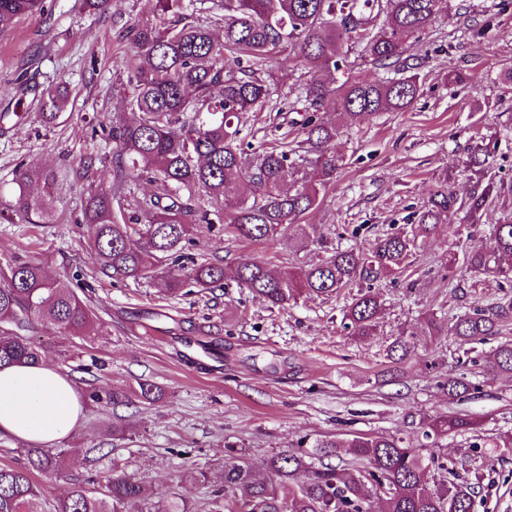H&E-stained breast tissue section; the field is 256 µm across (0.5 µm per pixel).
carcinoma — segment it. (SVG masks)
<instances>
[{"label":"carcinoma","mask_w":512,"mask_h":512,"mask_svg":"<svg viewBox=\"0 0 512 512\" xmlns=\"http://www.w3.org/2000/svg\"><path fill=\"white\" fill-rule=\"evenodd\" d=\"M203 0H157V22L127 31L135 49L129 65L131 95L128 115L112 122V186L88 191L83 204L87 244L102 269L115 280L148 279L169 297L181 295L186 281L203 290L224 285L228 271L221 260L198 262L185 253L193 236L209 232L214 222L226 224L235 236L269 241L288 230L320 201L335 180L341 159L334 152L343 128L370 121L381 112L409 109L422 95L419 65L410 62V47L447 8V0H220L223 38L187 21ZM44 10L43 0H0V31L17 19ZM288 52L310 79L291 84L294 100L288 111L300 120L303 139L292 145L276 141L247 157L239 140L241 116L265 106L278 87L263 62ZM354 60H349V56ZM383 69L388 76L368 81L355 71L356 61ZM64 87L41 94L42 118L53 122L67 103ZM476 149L464 168L477 177L465 201L440 183L417 213L418 236L434 233L448 212L463 209L475 220L500 187L485 172ZM157 191L136 200L134 212L124 197L140 179ZM50 170L16 172L13 212L21 217H50L45 200L31 192L34 184L49 188ZM235 191V208H226ZM206 197L207 208L196 204ZM416 236V237H418ZM416 237L403 231L376 239L373 249L333 248L306 269L275 271L255 261L237 267L233 278L271 308H283L298 297L329 299L355 286L359 292L344 317L355 336L368 335L383 306L374 283L404 272L418 248ZM181 264L184 276L165 270L168 261ZM462 263L472 277L512 281V215L492 227L486 245L466 249L462 258L448 256V267ZM512 313V298H501L443 322L430 315L424 327L430 336H449L463 348L466 361L483 360L472 344L493 336ZM35 319L49 321L61 336L97 333L102 323L90 305L62 280L48 278L40 262L13 256L0 264V364H36L41 346L22 335ZM403 330L388 356L403 359L415 343ZM489 367L512 374V340L489 355ZM448 398L473 388L463 376L448 375ZM162 390L140 381L112 392L94 387L89 398L116 405L135 397L151 403ZM477 429L457 413L427 417L422 437L437 439ZM317 453L297 448L271 456L263 474L251 466L241 448L224 449L221 473L199 471L198 479L219 483L216 497L223 512H473L481 477L460 461L472 479H444L430 484L427 471H448L439 457L421 453L402 437L354 436L346 441L319 440ZM345 448L349 459L332 465L323 458ZM20 466H0V512H31L37 493L35 474L59 471L64 448L31 445ZM304 479H299L300 474ZM152 491L124 475L108 478L91 493L81 487L57 502L55 512H141ZM152 512H192L188 501L174 494L157 501Z\"/></svg>","instance_id":"1"}]
</instances>
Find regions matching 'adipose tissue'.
Segmentation results:
<instances>
[{
  "mask_svg": "<svg viewBox=\"0 0 512 512\" xmlns=\"http://www.w3.org/2000/svg\"><path fill=\"white\" fill-rule=\"evenodd\" d=\"M83 417L74 384L55 367H0V435L49 444L68 437Z\"/></svg>",
  "mask_w": 512,
  "mask_h": 512,
  "instance_id": "obj_1",
  "label": "adipose tissue"
}]
</instances>
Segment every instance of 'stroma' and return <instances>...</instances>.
<instances>
[{
  "label": "stroma",
  "instance_id": "1",
  "mask_svg": "<svg viewBox=\"0 0 512 512\" xmlns=\"http://www.w3.org/2000/svg\"><path fill=\"white\" fill-rule=\"evenodd\" d=\"M155 0H112L107 11L87 0H45L43 12L0 32V260L18 252L37 258L46 275L79 284L104 321V336L55 333L44 321L32 337L43 360L67 375L79 394L88 380L125 389L141 379L163 395L152 403L109 407L86 400L84 418L62 440L63 474L37 475L34 512H54L75 485L93 488L122 473L142 481L154 499L179 493L197 512H211L210 485L194 470L215 471L228 447L244 449L257 470L279 452L356 435L401 436L421 442L424 416L459 412L477 422L473 433L438 439L434 452L455 462L476 436L512 431V374L477 369V389L449 400L443 384L462 352L445 336L422 335L423 316L444 320L497 296L512 283L486 279L478 287L448 288V257L460 236L485 244L490 225L512 213V195L489 199L477 223L452 213L422 242L410 267L379 289L386 311L369 336L346 329L345 289L329 300L301 298L267 308L232 279L221 288L164 298L147 281L104 276L86 245L82 204L92 187L112 184V142L103 128L125 112V68L134 55L130 27L154 22ZM423 93L404 112H383L345 128L335 150L343 163L336 180L302 225L268 242L230 230L196 237V259L229 267L254 261L274 269L306 266L322 255L303 229L323 233L328 246L370 249L378 234L410 228L409 217L439 181L468 195L476 179L461 170L474 146L487 149L489 177L512 183V0H450L447 12L412 45ZM465 82H446L448 71ZM65 85L60 118L42 122L39 99ZM292 113L268 103L242 118L244 141L296 137ZM55 170L46 199L53 221L31 224L13 215L16 170ZM416 346L398 364L387 357L401 330ZM486 465L474 512H512V452L484 448Z\"/></svg>",
  "mask_w": 512,
  "mask_h": 512
}]
</instances>
